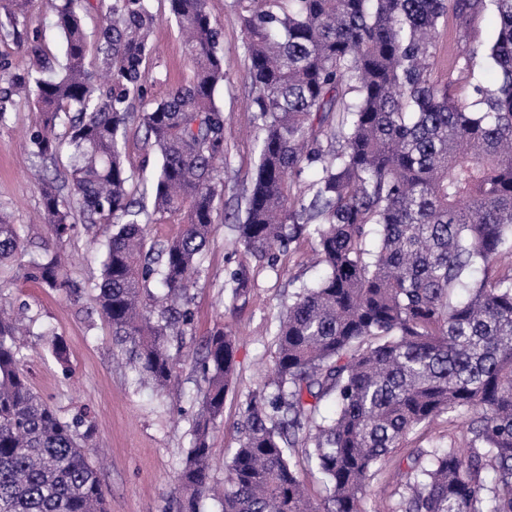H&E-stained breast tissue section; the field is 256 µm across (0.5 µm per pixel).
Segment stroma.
<instances>
[{
    "mask_svg": "<svg viewBox=\"0 0 512 512\" xmlns=\"http://www.w3.org/2000/svg\"><path fill=\"white\" fill-rule=\"evenodd\" d=\"M163 20L151 35L148 75L154 96L190 80L178 28L167 20V0H150ZM245 0H208V9L223 32L224 83L215 94L224 112V162L219 166L224 192L215 202L214 224L191 290L192 322L181 343L169 346L174 378L164 393L140 379L112 340V330L100 314L96 285L101 274V242L109 227L76 224L71 237L57 248L71 254L69 287L52 289L15 276L0 300L24 308L30 332L24 336V369L31 385L65 417L88 416L95 426L91 442L101 462L109 512H171L177 473L191 446L192 418L198 409L200 374L196 361L208 336L220 328L235 338L234 376L224 398V416L211 431L210 475L223 485L225 464L238 446L237 423L252 394L262 388L276 356L279 318L296 287L323 273L314 262L316 242L300 236L268 266L246 254L236 242L233 214L244 208L256 166L253 92L245 80V35L241 18ZM51 0H33L27 16L28 32L38 33L55 62H63V42L54 26ZM40 121L34 102H21L0 124V214L19 225L41 254L51 235L36 223L41 196L29 176L34 162L28 134ZM236 271L244 290L233 294L227 271ZM65 346L57 361L55 342ZM457 426L440 420L412 432L394 449L382 471L371 478L362 512H388L394 502L395 470L415 448L447 447L459 436Z\"/></svg>",
    "mask_w": 512,
    "mask_h": 512,
    "instance_id": "1",
    "label": "stroma"
}]
</instances>
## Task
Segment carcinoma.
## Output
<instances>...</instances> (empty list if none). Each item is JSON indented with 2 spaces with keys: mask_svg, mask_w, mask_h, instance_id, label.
<instances>
[{
  "mask_svg": "<svg viewBox=\"0 0 512 512\" xmlns=\"http://www.w3.org/2000/svg\"><path fill=\"white\" fill-rule=\"evenodd\" d=\"M30 0H10L17 28ZM245 78L257 163L238 243L274 263L307 234L325 274L295 292L279 321L271 379L242 414L224 489L210 479L208 435L224 416L235 336L204 344L193 443L177 476V512L214 499L221 512H361L368 482L408 435L467 411L461 448H416L399 462L392 512H512V0H249ZM193 65L187 84L150 96L149 0H59L65 58L55 69L26 39L32 68L0 64V122L34 97L31 154L43 219L61 242L107 224L97 306L129 364L157 390L174 364L168 337L192 321V274L207 246L224 159L223 47L207 0H168ZM95 10L93 36L84 16ZM497 17L494 40L472 21ZM453 17L455 78L433 79L434 36ZM94 46L97 70L86 58ZM496 69L485 85L476 72ZM159 156L152 181L125 163L132 121ZM306 173L304 192L293 185ZM183 225L160 247L146 226ZM376 238L366 245L370 233ZM28 249L0 217V268ZM48 288L68 285L55 250L20 265ZM158 283L162 293L151 291ZM17 320L0 314V512H108L83 416L67 419L32 388ZM325 483L308 498L302 468Z\"/></svg>",
  "mask_w": 512,
  "mask_h": 512,
  "instance_id": "carcinoma-1",
  "label": "carcinoma"
}]
</instances>
